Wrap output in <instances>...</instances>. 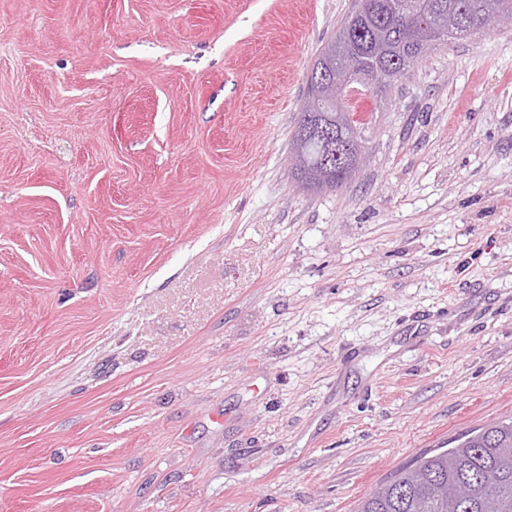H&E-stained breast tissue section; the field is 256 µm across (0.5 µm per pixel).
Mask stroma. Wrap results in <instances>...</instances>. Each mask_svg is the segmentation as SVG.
<instances>
[{
  "label": "stroma",
  "instance_id": "35a3bbf8",
  "mask_svg": "<svg viewBox=\"0 0 512 512\" xmlns=\"http://www.w3.org/2000/svg\"><path fill=\"white\" fill-rule=\"evenodd\" d=\"M352 0H0V512H355L512 417V27L306 190ZM310 95L311 85L308 83L306 99L292 137V145L303 156L294 167V173L307 189L336 190V179H342L345 174L340 166L336 168L339 164L336 155L345 149L342 130L336 127V105L327 95L312 105Z\"/></svg>",
  "mask_w": 512,
  "mask_h": 512
}]
</instances>
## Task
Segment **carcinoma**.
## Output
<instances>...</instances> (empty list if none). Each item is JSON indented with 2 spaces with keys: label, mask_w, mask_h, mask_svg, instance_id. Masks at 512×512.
<instances>
[{
  "label": "carcinoma",
  "mask_w": 512,
  "mask_h": 512,
  "mask_svg": "<svg viewBox=\"0 0 512 512\" xmlns=\"http://www.w3.org/2000/svg\"><path fill=\"white\" fill-rule=\"evenodd\" d=\"M433 22L443 29L437 44L484 33L495 22L494 10L512 11V0H430ZM376 0H352L335 35L326 42L312 69L333 63L342 49L345 60L369 65L393 62L412 53L400 27L409 18L391 19L374 8ZM292 145L303 160L294 167L302 185L334 189L344 170L336 159V105L328 96L305 99ZM461 484L473 488L464 500L454 496ZM356 512H512V419L493 421L462 436L452 448L417 456L380 487L366 494Z\"/></svg>",
  "instance_id": "carcinoma-1"
}]
</instances>
